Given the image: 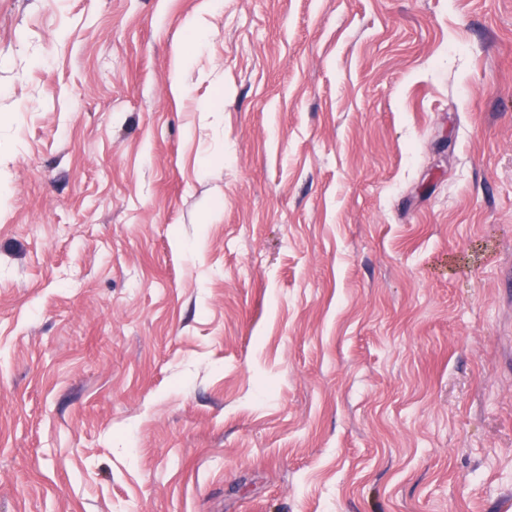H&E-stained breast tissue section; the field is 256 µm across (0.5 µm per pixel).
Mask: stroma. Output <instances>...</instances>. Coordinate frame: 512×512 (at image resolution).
I'll return each instance as SVG.
<instances>
[{
    "mask_svg": "<svg viewBox=\"0 0 512 512\" xmlns=\"http://www.w3.org/2000/svg\"><path fill=\"white\" fill-rule=\"evenodd\" d=\"M0 512H512V0H0Z\"/></svg>",
    "mask_w": 512,
    "mask_h": 512,
    "instance_id": "obj_1",
    "label": "stroma"
}]
</instances>
